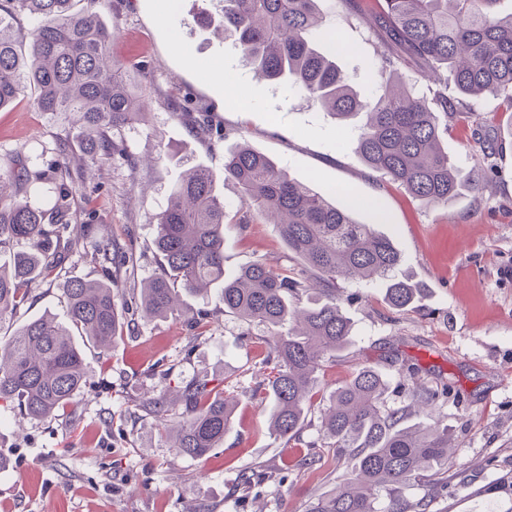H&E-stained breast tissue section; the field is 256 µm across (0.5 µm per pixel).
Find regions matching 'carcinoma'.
Wrapping results in <instances>:
<instances>
[{"label": "carcinoma", "mask_w": 512, "mask_h": 512, "mask_svg": "<svg viewBox=\"0 0 512 512\" xmlns=\"http://www.w3.org/2000/svg\"><path fill=\"white\" fill-rule=\"evenodd\" d=\"M72 0H0V110L27 89L41 112H77L82 159L96 163L123 153L111 132L145 113L128 87L123 66L112 59L110 32L86 0L74 11ZM321 0H221L224 37L233 41L256 75L284 76L307 102L343 125L364 113L357 150L364 164L403 188L414 200L446 204L461 190L458 172L441 150V120L452 119L463 99L512 93V12L501 0H374L369 29L385 70L408 61L432 79L431 97L399 80L382 83L369 100L359 98L336 65L335 36L322 29ZM32 22L25 27L23 21ZM459 96L450 98L448 83ZM73 144L55 146L53 174L77 180L71 171ZM15 186L0 197V321L32 299L33 284L56 274L60 258L77 250L67 235V188L44 198L51 177L18 156L0 179ZM224 180L233 183L241 224L276 217V228L301 268L280 271L267 259L241 268L224 280V199L209 172L188 168L155 216L158 271L140 293L128 288L110 267L103 250L99 278L67 281L68 320L39 317L19 326L0 347V401L16 404L33 419L56 415L86 385V367L73 341L78 334L107 349L130 332L127 314L147 318L178 311L179 292L200 293L223 284L224 312L251 328H267L270 373L252 398L271 400L272 430L295 442L316 394L318 371L350 341L352 323L336 303L340 280L381 281L392 306L404 309L418 288L392 277L399 255L373 225L360 224L325 194L294 181L266 156L242 144L224 154ZM26 243V252L11 246ZM286 332H281L283 326ZM410 368L405 387L409 403L389 401V386L377 367L364 364L330 398L321 416L320 443L336 462L350 467L336 491L321 494L307 512H428L448 496V426L433 419L405 426L410 416L432 413L449 387L434 388ZM179 404L176 454L198 459L224 442L235 404L205 376L176 389ZM426 487L416 501L405 488Z\"/></svg>", "instance_id": "carcinoma-1"}]
</instances>
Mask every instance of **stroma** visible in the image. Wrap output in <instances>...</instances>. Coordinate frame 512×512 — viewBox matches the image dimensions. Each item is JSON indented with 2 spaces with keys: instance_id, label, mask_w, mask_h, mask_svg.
Masks as SVG:
<instances>
[{
  "instance_id": "stroma-1",
  "label": "stroma",
  "mask_w": 512,
  "mask_h": 512,
  "mask_svg": "<svg viewBox=\"0 0 512 512\" xmlns=\"http://www.w3.org/2000/svg\"><path fill=\"white\" fill-rule=\"evenodd\" d=\"M112 33V57L120 62L138 97L148 104L143 120L122 128L125 154L83 166L71 206V236L80 243L53 280L36 282L33 301L0 322L8 337L41 316L65 320L62 286L72 277L95 276L96 249L114 243L132 258L127 272L143 285L157 268L154 217L170 186L188 167L210 170L224 199V274L271 258L284 270L300 263L274 224L254 220L240 229L239 203L224 180V154L240 144L338 207L351 197L373 201L355 219L388 237L400 256L397 277L423 283L412 307L390 305L384 285L342 283L336 297L353 325L350 343L325 361L321 390L301 437H318L319 416L331 393L361 365L370 363L398 385L400 359L421 368L428 384H451L455 398L434 415L448 426L452 453L448 495L434 512H512V495L498 488L512 473V136L503 132L512 104L500 96L470 101L463 118L449 120L441 145L463 176L481 174V192L448 204L413 200L370 170L357 154L356 116L338 125L308 106L285 81L257 77L223 34L218 0H97ZM321 11L343 51L338 66L359 96L371 98L380 82L402 76L426 91L412 65L381 71L367 30L348 16L341 0H323ZM206 112L218 138L197 135L192 121ZM77 133V116L37 111L31 93L0 110V166L16 155L50 168L59 139ZM185 309L212 321L192 339L184 317L139 320L133 334L103 351L85 344L86 385L58 415L33 420L0 402V512H306L312 497L335 489L347 473L332 452L310 460L305 449L273 435L269 404L250 393L267 376L268 345L262 328L244 327L224 311L220 287L207 296L183 293ZM205 375L222 385L238 406L224 443L210 456L191 459L162 435V420L149 402L169 385ZM265 473L243 489V472ZM29 475V488L18 484Z\"/></svg>"
}]
</instances>
